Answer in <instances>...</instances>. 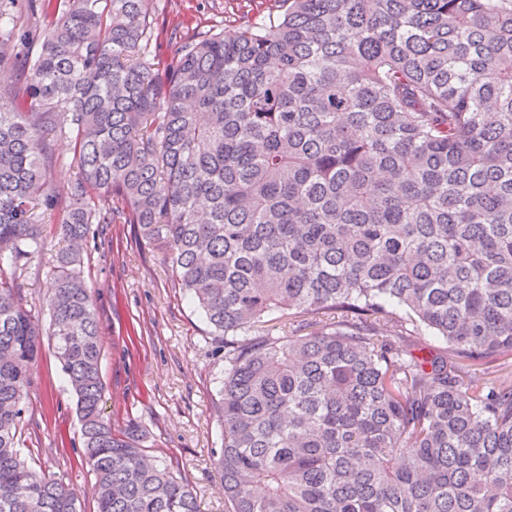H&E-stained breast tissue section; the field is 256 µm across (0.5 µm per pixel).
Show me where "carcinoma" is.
Returning <instances> with one entry per match:
<instances>
[{
  "label": "carcinoma",
  "mask_w": 512,
  "mask_h": 512,
  "mask_svg": "<svg viewBox=\"0 0 512 512\" xmlns=\"http://www.w3.org/2000/svg\"><path fill=\"white\" fill-rule=\"evenodd\" d=\"M275 2L164 69L154 0H39L33 57L0 6L27 87L0 90V512H80L19 449L52 131L78 172L49 336L96 512H199L103 415L80 246L124 212L224 352L229 512H512V378L489 370L512 363V0Z\"/></svg>",
  "instance_id": "carcinoma-1"
}]
</instances>
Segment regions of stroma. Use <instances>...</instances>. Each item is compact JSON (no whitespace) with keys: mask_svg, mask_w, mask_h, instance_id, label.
<instances>
[{"mask_svg":"<svg viewBox=\"0 0 512 512\" xmlns=\"http://www.w3.org/2000/svg\"><path fill=\"white\" fill-rule=\"evenodd\" d=\"M252 7L251 0H160L152 13L150 55L166 66L185 43L222 31ZM47 140L56 159L51 182L58 206L43 216L45 250L18 279L43 322L51 268L64 245L59 225L77 173L70 137L51 133ZM82 253L103 344L106 415L119 426L139 424L146 454L187 480L199 512H226L224 476L214 464L222 444L214 378L224 360L210 326L174 281L160 247L143 241L137 225L121 217L93 225ZM31 378L22 454L75 493L83 512H95V478L82 460L76 398L51 350H43Z\"/></svg>","mask_w":512,"mask_h":512,"instance_id":"stroma-1","label":"stroma"}]
</instances>
